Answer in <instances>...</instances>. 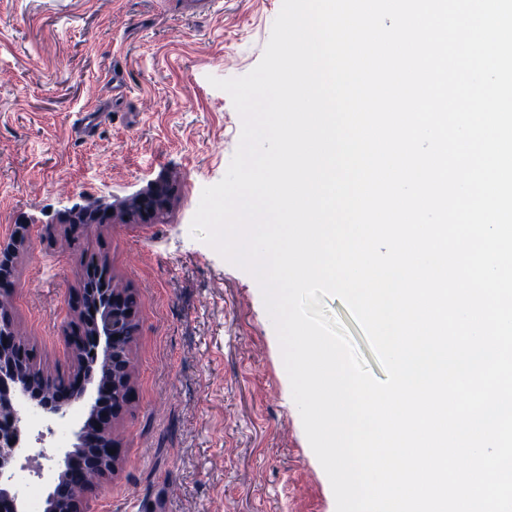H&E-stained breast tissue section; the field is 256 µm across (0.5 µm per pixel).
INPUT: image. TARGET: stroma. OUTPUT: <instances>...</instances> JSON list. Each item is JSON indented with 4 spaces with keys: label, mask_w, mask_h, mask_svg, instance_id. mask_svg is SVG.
Wrapping results in <instances>:
<instances>
[{
    "label": "stroma",
    "mask_w": 512,
    "mask_h": 512,
    "mask_svg": "<svg viewBox=\"0 0 512 512\" xmlns=\"http://www.w3.org/2000/svg\"><path fill=\"white\" fill-rule=\"evenodd\" d=\"M281 4L220 0L187 15L176 0H0V242L27 226L11 311L45 372L77 369L64 340L81 281L69 212H117L157 181L176 185L163 221L116 219L81 238L140 317L117 462L86 512H336L258 283L190 229L242 130L210 80L258 65ZM106 98L111 118L83 136V113Z\"/></svg>",
    "instance_id": "35a3bbf8"
}]
</instances>
